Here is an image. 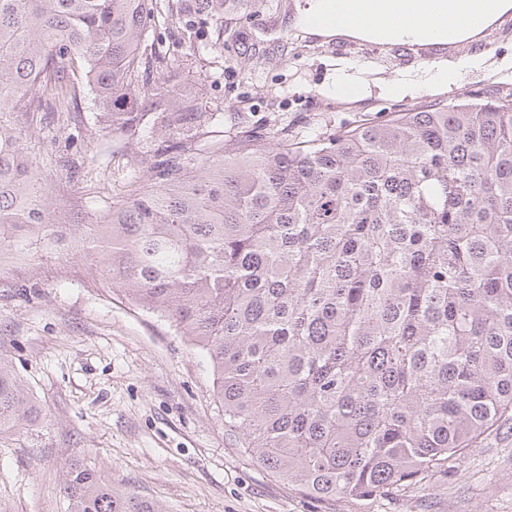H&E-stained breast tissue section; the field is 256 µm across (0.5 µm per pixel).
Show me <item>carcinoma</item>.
Returning a JSON list of instances; mask_svg holds the SVG:
<instances>
[{"mask_svg": "<svg viewBox=\"0 0 512 512\" xmlns=\"http://www.w3.org/2000/svg\"><path fill=\"white\" fill-rule=\"evenodd\" d=\"M224 0H194L197 15ZM158 0H0V253L60 200L24 142L72 126L82 85L146 180L63 224L134 304L207 357L224 430L320 502L402 496L512 418V100L439 103L334 133L200 141L218 122L147 50ZM54 162L69 178L78 159ZM38 409L0 357V434ZM69 512H165L78 459Z\"/></svg>", "mask_w": 512, "mask_h": 512, "instance_id": "cac0c4a2", "label": "carcinoma"}]
</instances>
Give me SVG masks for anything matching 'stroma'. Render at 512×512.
<instances>
[{
    "label": "stroma",
    "mask_w": 512,
    "mask_h": 512,
    "mask_svg": "<svg viewBox=\"0 0 512 512\" xmlns=\"http://www.w3.org/2000/svg\"><path fill=\"white\" fill-rule=\"evenodd\" d=\"M149 38L175 65L159 82L203 88L218 129L236 133L277 123L321 132L380 112L425 109L469 98L512 99V11L487 26L471 51L479 67L453 86L401 97L385 90L402 74L430 70L396 45L309 36L295 25L297 0H243L242 8L196 17L185 0H162ZM76 143L91 180H69L53 157L62 138L28 142L46 187L62 199L60 224H88L109 209L98 183L143 176L126 165L91 91L78 101ZM0 356L40 413L0 435V512H68L62 464L83 459L113 483L159 502L166 512H512V430L474 448L458 475H434L395 499L369 496L325 504L302 495L239 451L224 430V408L203 353L170 322L131 303L88 262L52 240L23 262L0 268Z\"/></svg>",
    "instance_id": "obj_1"
}]
</instances>
